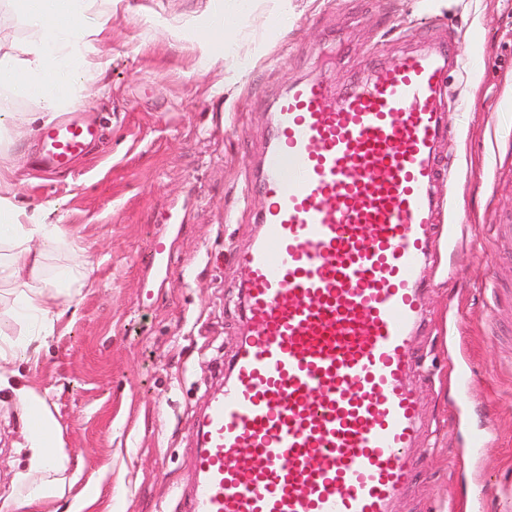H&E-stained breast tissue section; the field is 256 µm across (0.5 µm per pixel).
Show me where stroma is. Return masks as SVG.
I'll return each mask as SVG.
<instances>
[{
    "instance_id": "1",
    "label": "stroma",
    "mask_w": 512,
    "mask_h": 512,
    "mask_svg": "<svg viewBox=\"0 0 512 512\" xmlns=\"http://www.w3.org/2000/svg\"><path fill=\"white\" fill-rule=\"evenodd\" d=\"M218 0H112L107 23L85 38L79 109L106 121L104 138L68 171L28 164L22 203L48 206L61 242L47 269L86 251L94 270L60 298L48 348L20 364L45 392L70 463L66 496L42 507L8 500L28 449L12 395L0 392V512H66L87 495L96 512H186L175 494L191 481L195 412L224 376L242 331L246 270L235 257L257 233L260 192H247L267 144L271 107L315 75L317 51L336 41V86L375 64L458 35L464 65L451 89L466 109L447 116L455 255L447 279L430 261V320L413 342L412 382L425 427L416 475L397 512H432L462 500L455 453L461 429L448 401L453 367L466 361L472 410L492 434L478 459L490 483L485 512H512V0H272L239 17L236 45L202 42ZM249 58L244 76L236 62ZM166 251L151 261L155 239Z\"/></svg>"
}]
</instances>
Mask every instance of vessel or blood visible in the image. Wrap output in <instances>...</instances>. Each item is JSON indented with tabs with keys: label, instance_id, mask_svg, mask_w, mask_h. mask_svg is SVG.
Listing matches in <instances>:
<instances>
[{
	"label": "vessel or blood",
	"instance_id": "b4317fda",
	"mask_svg": "<svg viewBox=\"0 0 512 512\" xmlns=\"http://www.w3.org/2000/svg\"><path fill=\"white\" fill-rule=\"evenodd\" d=\"M459 66L444 40L341 90L310 78L275 101L250 181L266 205L239 256L246 331L196 413L188 512H396L421 435L411 345L436 187L453 175L437 150L447 112L465 109L448 82ZM100 136L67 113L41 133L39 164L68 171ZM456 382L462 468L491 429L465 407L469 373Z\"/></svg>",
	"mask_w": 512,
	"mask_h": 512
}]
</instances>
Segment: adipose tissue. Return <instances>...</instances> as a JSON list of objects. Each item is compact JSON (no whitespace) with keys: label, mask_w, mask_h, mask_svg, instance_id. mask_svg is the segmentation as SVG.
I'll use <instances>...</instances> for the list:
<instances>
[{"label":"adipose tissue","mask_w":512,"mask_h":512,"mask_svg":"<svg viewBox=\"0 0 512 512\" xmlns=\"http://www.w3.org/2000/svg\"><path fill=\"white\" fill-rule=\"evenodd\" d=\"M111 2L14 0L27 39L19 50L0 51V85L14 95L37 98L44 110L22 117L1 107L0 139L17 127L32 128L46 113L61 108L65 90L75 89L81 81L82 38ZM58 240L59 228L46 223L43 206L29 208L0 197V286L14 287V316L27 327L24 338H0V391H11L30 450L27 469L18 473L13 491L22 506L62 498L66 491L60 474L68 468L69 454L58 424L44 397L22 382L14 368L29 350L48 347L57 317L53 300L86 285L93 270L92 261L84 257L45 277L49 248Z\"/></svg>","instance_id":"obj_1"}]
</instances>
